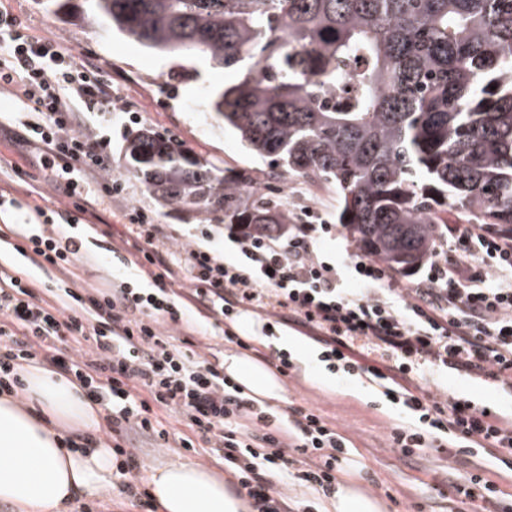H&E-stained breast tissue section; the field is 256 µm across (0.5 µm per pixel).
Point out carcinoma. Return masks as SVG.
Listing matches in <instances>:
<instances>
[{
	"label": "carcinoma",
	"mask_w": 512,
	"mask_h": 512,
	"mask_svg": "<svg viewBox=\"0 0 512 512\" xmlns=\"http://www.w3.org/2000/svg\"><path fill=\"white\" fill-rule=\"evenodd\" d=\"M147 49L248 63L208 107L243 147L332 186L338 223L394 272L416 270L456 212L512 224V0H38ZM126 169L164 205L230 224H286L243 169H219L150 129Z\"/></svg>",
	"instance_id": "1"
}]
</instances>
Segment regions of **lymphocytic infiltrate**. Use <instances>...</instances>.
<instances>
[{"label": "lymphocytic infiltrate", "mask_w": 512, "mask_h": 512, "mask_svg": "<svg viewBox=\"0 0 512 512\" xmlns=\"http://www.w3.org/2000/svg\"><path fill=\"white\" fill-rule=\"evenodd\" d=\"M2 83L21 89L30 119L20 139L42 146L45 182L74 189V169L109 171L100 143L74 131L73 120L78 112H112L111 99L54 42L30 36L11 15L0 13ZM307 216L306 223L289 225L284 238L236 235L237 256L223 259L197 243L175 240L150 211L131 207L127 233L149 265H183L184 294L156 273L151 287L123 282L99 298L64 285L50 302L38 297L36 277L0 266V385H19V361L40 358L111 409L112 432L137 430L162 442L168 432L156 428L153 410H173L208 435L257 512H314L310 504L291 507L275 486L333 493L348 439L314 411L277 414L232 383L223 364L182 352L168 332L192 307L229 321L241 306L279 307L290 323L319 336L320 366L375 383L404 414L386 437L388 448L405 457L430 448L452 463L461 455H480L512 470V421L426 384L390 381L394 372L452 369L512 388V235L485 224L448 225L423 278L415 287L395 288L377 261L330 262L323 247L339 231L320 212ZM85 251L82 238L62 231L30 237L18 249L43 271L67 270ZM68 337L75 348L60 354L57 344ZM358 338L367 352L395 354L392 371L357 360ZM276 424L285 426L308 463L297 468L279 454ZM453 477L460 501H480L481 512H512L498 486L481 473L457 471Z\"/></svg>", "instance_id": "lymphocytic-infiltrate-1"}]
</instances>
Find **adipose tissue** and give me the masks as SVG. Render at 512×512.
Segmentation results:
<instances>
[{
  "label": "adipose tissue",
  "instance_id": "obj_1",
  "mask_svg": "<svg viewBox=\"0 0 512 512\" xmlns=\"http://www.w3.org/2000/svg\"><path fill=\"white\" fill-rule=\"evenodd\" d=\"M224 371L250 397L282 402L287 391L263 364L245 354L224 356ZM23 394L0 389V503L12 512H74L82 498L111 491L122 459L106 442L69 441L75 431L101 434L105 413L65 376L30 363ZM157 512H254L249 498L206 466L166 461L148 470ZM330 512H384L357 481L338 483Z\"/></svg>",
  "mask_w": 512,
  "mask_h": 512
}]
</instances>
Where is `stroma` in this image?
<instances>
[{
	"label": "stroma",
	"mask_w": 512,
	"mask_h": 512,
	"mask_svg": "<svg viewBox=\"0 0 512 512\" xmlns=\"http://www.w3.org/2000/svg\"><path fill=\"white\" fill-rule=\"evenodd\" d=\"M0 11L13 15L31 36L55 40L60 52L90 70L117 104V111L106 116L77 113L75 128L104 141L111 176L121 179L124 186L121 194H111L107 177L83 170L76 174L79 187L72 196L48 186L39 150L15 140L16 116L23 104L19 88L7 87L0 93V194L8 200L0 207V265L28 268V261L15 247L26 242L22 225L43 224L38 214L42 208L68 210L78 220L76 233L91 242V250L76 269L78 287L91 293L110 292L114 284L137 271L134 240L123 225L125 211L134 205L151 210L158 223L170 225L178 239L197 242L206 231L216 251L229 248V226L223 214L189 217L159 203L126 170L122 146L132 132L148 127L219 168L266 169V161L248 155L237 137L206 108L211 92L235 82L238 72L214 67L199 56L175 66L167 56L100 26L62 24L37 0H0ZM264 191L283 204L291 223H302L309 208L322 210L332 222L338 217L334 189L305 178L288 175L270 182ZM223 334V327L210 324L201 334L183 329L177 332L175 344L186 352L202 342L224 353L243 349L270 368L275 365L274 351L291 353L296 368L282 379L287 390L285 408L318 410L351 441L347 465L337 471V478L357 469L365 492L382 499L387 512H478L476 505L458 502L445 462L427 456L405 458L385 450L384 436L390 426L401 422V415L368 382L334 377L320 369L316 362L320 346L308 329L284 326L275 336L247 341L242 348L225 342ZM156 417L169 433L168 447H159L152 436L132 432L118 435V442L136 446L146 465L188 460L222 470L221 459L209 452L201 432L191 430L176 413L160 411ZM184 439L192 442V449L181 447Z\"/></svg>",
	"instance_id": "stroma-1"
}]
</instances>
